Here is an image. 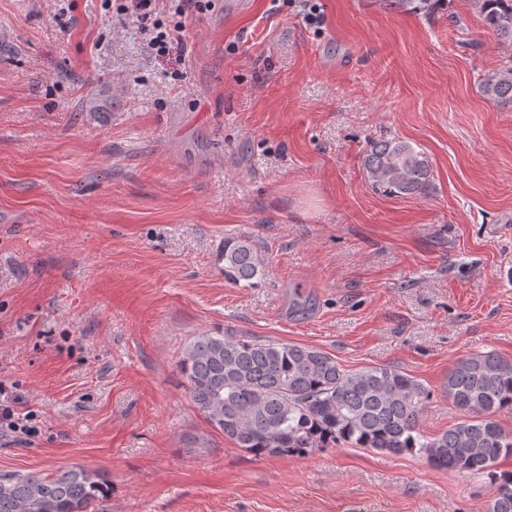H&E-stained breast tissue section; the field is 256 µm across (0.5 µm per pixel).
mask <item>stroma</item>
<instances>
[{"label":"stroma","instance_id":"35a3bbf8","mask_svg":"<svg viewBox=\"0 0 512 512\" xmlns=\"http://www.w3.org/2000/svg\"><path fill=\"white\" fill-rule=\"evenodd\" d=\"M225 0L158 56L104 0H0V379L36 411L0 473L81 465L103 512H484L482 478L344 445L255 456L196 409L179 361L224 332L387 366L459 414L456 361H512V106L480 83L512 58L470 0ZM458 15L464 30L450 22ZM429 155L423 194L387 197L371 140ZM249 237L253 288L218 246ZM222 267L224 280L237 287L257 286L264 275L263 260L246 236L225 239L222 254L220 251L217 255V268L220 272Z\"/></svg>","mask_w":512,"mask_h":512}]
</instances>
